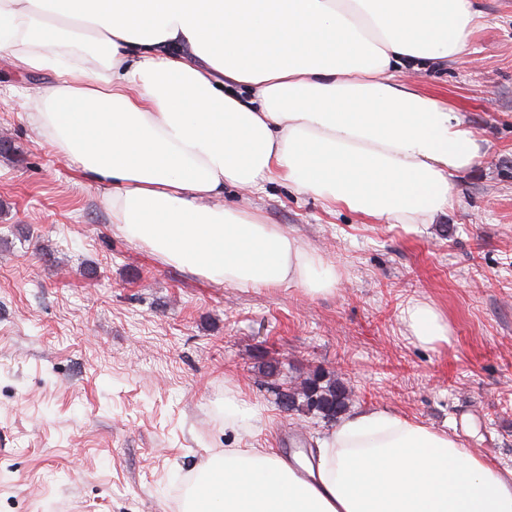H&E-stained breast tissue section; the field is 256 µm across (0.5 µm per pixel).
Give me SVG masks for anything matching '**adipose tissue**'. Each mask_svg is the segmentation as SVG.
<instances>
[{
  "mask_svg": "<svg viewBox=\"0 0 512 512\" xmlns=\"http://www.w3.org/2000/svg\"><path fill=\"white\" fill-rule=\"evenodd\" d=\"M476 0H0V58L48 73L38 138L105 187L117 230L191 274L332 290L336 270L225 187L274 178L389 224H432L481 145L448 103L396 79L458 61ZM404 320L446 339L429 304ZM183 512H512V471L388 410L343 416L315 461L229 448Z\"/></svg>",
  "mask_w": 512,
  "mask_h": 512,
  "instance_id": "adipose-tissue-1",
  "label": "adipose tissue"
}]
</instances>
